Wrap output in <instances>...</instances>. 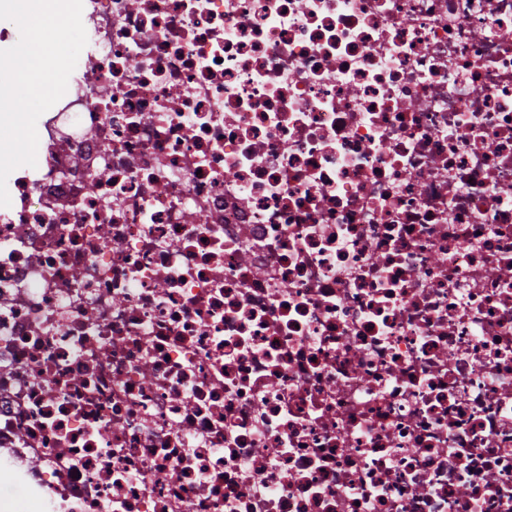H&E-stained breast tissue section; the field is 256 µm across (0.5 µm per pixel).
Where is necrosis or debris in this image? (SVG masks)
Returning <instances> with one entry per match:
<instances>
[{
  "label": "necrosis or debris",
  "mask_w": 512,
  "mask_h": 512,
  "mask_svg": "<svg viewBox=\"0 0 512 512\" xmlns=\"http://www.w3.org/2000/svg\"><path fill=\"white\" fill-rule=\"evenodd\" d=\"M0 210V512H512V0H83Z\"/></svg>",
  "instance_id": "necrosis-or-debris-1"
}]
</instances>
